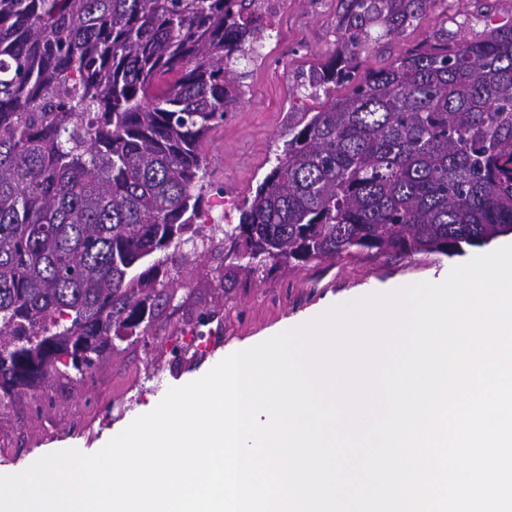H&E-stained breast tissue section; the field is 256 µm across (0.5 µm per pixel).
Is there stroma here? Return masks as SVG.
Here are the masks:
<instances>
[{"label": "stroma", "mask_w": 512, "mask_h": 512, "mask_svg": "<svg viewBox=\"0 0 512 512\" xmlns=\"http://www.w3.org/2000/svg\"><path fill=\"white\" fill-rule=\"evenodd\" d=\"M348 0H284L272 16V35L251 58L233 63L239 105L207 137L203 207L218 227L211 241L194 238L167 251L175 270L166 296L136 329V341L117 342L84 382L60 368L49 385L0 400V471L22 469L70 448L89 454L112 430L151 411L168 390L199 379L224 356L306 319L330 302L347 301L431 282L476 254L408 257L357 251L345 258L287 264L267 279L224 280L222 225L238 221L237 204L254 195L291 127L319 102L303 98L310 75L342 56ZM512 18V0H428L420 21L361 52L356 76L385 67L405 49L447 30L460 42ZM214 313L210 335L196 338L200 314Z\"/></svg>", "instance_id": "stroma-1"}]
</instances>
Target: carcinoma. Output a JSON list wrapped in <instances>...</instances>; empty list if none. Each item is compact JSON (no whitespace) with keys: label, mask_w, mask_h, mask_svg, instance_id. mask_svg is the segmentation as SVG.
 Instances as JSON below:
<instances>
[{"label":"carcinoma","mask_w":512,"mask_h":512,"mask_svg":"<svg viewBox=\"0 0 512 512\" xmlns=\"http://www.w3.org/2000/svg\"><path fill=\"white\" fill-rule=\"evenodd\" d=\"M258 0H0V394L89 365L154 306L168 250L205 238L202 144L240 101L228 64L269 25ZM427 0H349L351 81L373 38ZM224 229V279L354 251L482 247L512 233V22L413 46L299 125Z\"/></svg>","instance_id":"carcinoma-1"}]
</instances>
